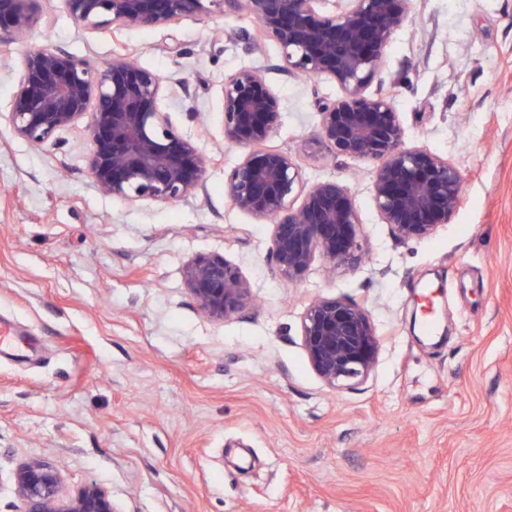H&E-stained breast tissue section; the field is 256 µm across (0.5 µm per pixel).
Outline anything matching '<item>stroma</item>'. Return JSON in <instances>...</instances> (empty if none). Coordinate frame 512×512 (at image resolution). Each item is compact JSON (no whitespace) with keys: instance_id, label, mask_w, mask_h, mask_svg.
Wrapping results in <instances>:
<instances>
[{"instance_id":"stroma-1","label":"stroma","mask_w":512,"mask_h":512,"mask_svg":"<svg viewBox=\"0 0 512 512\" xmlns=\"http://www.w3.org/2000/svg\"><path fill=\"white\" fill-rule=\"evenodd\" d=\"M21 41L0 37V111L15 65L51 44L102 66L113 53L188 90L172 123L213 158L183 200L101 194L82 130L35 147L0 122V512H22L14 469L38 458L62 491L96 484L115 512H512V0H413L369 92L392 93L407 146L447 157L464 199L430 237L399 241L370 195L372 161L332 156L317 104L330 78L288 75L243 13L87 31L40 0ZM261 66L279 96L270 146L304 186L351 189L369 253L299 280L268 258L271 225L233 207L224 172L226 76ZM218 253L251 302L217 322L189 294L186 260ZM318 297L363 304L380 338L361 384L311 369L300 320Z\"/></svg>"}]
</instances>
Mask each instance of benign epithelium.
I'll use <instances>...</instances> for the list:
<instances>
[{"label":"benign epithelium","instance_id":"benign-epithelium-1","mask_svg":"<svg viewBox=\"0 0 512 512\" xmlns=\"http://www.w3.org/2000/svg\"><path fill=\"white\" fill-rule=\"evenodd\" d=\"M90 31L137 25L165 28L214 13H244L260 36L275 43L282 71L328 77L342 94L318 103L319 139L337 157L377 162L371 196L382 223L401 240L432 235L462 201V177L453 162L425 146L406 145V130L392 97L367 91L380 71L394 34L412 18V0H63ZM37 0H0V34L20 37L39 22ZM185 90L118 54L95 67L54 46L27 52L5 118L18 138L35 146L83 128L87 166L104 194L130 202H174L194 194L210 164L199 142L172 123L163 99ZM224 141L244 150L224 172L232 205L257 219L272 218L269 255L279 274L299 279L315 253L337 268L362 260L360 216L350 188L336 180L302 189L297 160L263 144L280 126L278 96L259 66L224 79ZM301 202H296V198ZM185 284L200 311L213 321L240 312L249 286L221 254H196L184 268ZM307 360L329 387L368 379L380 339L368 311L340 297L315 299L301 316ZM61 473L31 459L13 473L23 512H115L95 484L61 494Z\"/></svg>","mask_w":512,"mask_h":512}]
</instances>
